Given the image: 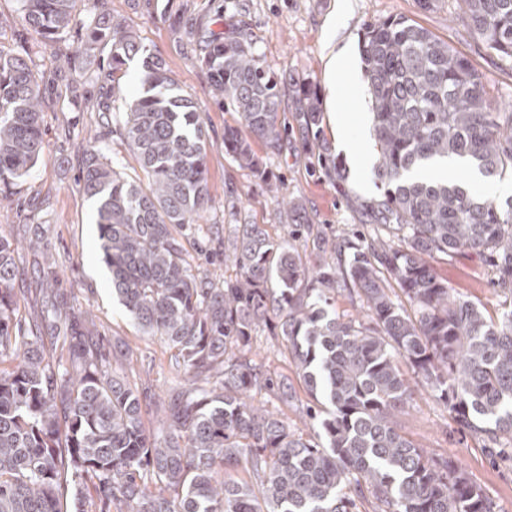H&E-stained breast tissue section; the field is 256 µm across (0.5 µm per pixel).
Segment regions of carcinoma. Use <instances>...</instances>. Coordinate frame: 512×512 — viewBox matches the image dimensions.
<instances>
[{
  "label": "carcinoma",
  "instance_id": "carcinoma-1",
  "mask_svg": "<svg viewBox=\"0 0 512 512\" xmlns=\"http://www.w3.org/2000/svg\"><path fill=\"white\" fill-rule=\"evenodd\" d=\"M20 49H0V184L21 180L44 152L42 76L31 47L70 31L77 0H19ZM462 19L499 58L512 62V0H462ZM198 64L210 98L229 102L238 126L224 151L259 171L252 148L281 153L280 81L233 31L209 29ZM111 46L101 112L126 97V64L145 48L121 23L100 15L65 62ZM377 152L374 176L386 187L372 210L378 235L336 265L322 240L318 264L305 249L275 241L260 224H236L222 284L193 272L176 229L197 224L209 202L211 143L200 107L179 93L165 63L146 57L142 91L122 118L142 173L123 178L100 150L86 154L82 190L97 203L99 250L112 293L138 328L171 352L183 384L155 401L163 429L148 432L147 404L101 368L74 317L44 352L23 329L13 297L16 246L0 233V512H498L457 460L433 455L401 430L414 388L431 389L460 428L489 455L512 461V310L489 311L438 280L439 255L471 253L512 295V200L470 194L463 178L421 176L459 159L486 177L512 173V109L495 107L483 76L447 42L405 17L368 26L360 44ZM294 120L320 130L319 98L300 86ZM351 285L361 316L344 320L330 303ZM265 330L291 358L316 406L302 407L314 442L290 429L281 409L298 407L288 377L274 379L250 357ZM91 483L96 499L85 500Z\"/></svg>",
  "mask_w": 512,
  "mask_h": 512
}]
</instances>
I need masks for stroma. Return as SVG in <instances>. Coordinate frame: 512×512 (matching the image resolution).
<instances>
[{"mask_svg": "<svg viewBox=\"0 0 512 512\" xmlns=\"http://www.w3.org/2000/svg\"><path fill=\"white\" fill-rule=\"evenodd\" d=\"M101 9L123 20L150 53L161 56L181 92L202 107L205 135L212 144L207 157L210 202L204 223L184 225L179 234L193 270L216 280L233 274L224 265V248L237 224L264 225L272 239L299 245L318 235L344 242L373 234L370 213L355 206L359 200L382 199L385 191L373 173L370 103L357 54L367 24L392 16L412 19L470 60L493 102L512 100V63L467 32L458 0H437L426 12L416 0H77L74 32L83 31ZM217 18L242 31L265 66L285 76L286 91L307 83L324 100L330 85L347 90L336 103L342 119L323 112L320 138L302 137L292 110L281 112L287 137L281 154L268 160L261 175L239 168L225 154L224 129L233 125L235 114L210 102L207 74L195 62L198 35ZM346 49L354 53L350 66L332 71L330 58ZM108 56V51H98L68 68L53 51L35 55L43 77L45 150L18 184L0 194V230L18 244L13 293L22 325L42 326L53 298L64 297L62 317L74 312L93 319V347L103 368L154 397L177 388L179 379L169 352L158 340L142 336L113 300L99 252L96 207L81 188L86 151L92 146L124 177L135 178L139 171L118 130L124 101L114 102L108 115L96 109ZM346 137L358 146L357 164H350L339 148ZM322 155L336 160L343 178L330 176L319 165ZM286 197L303 207L307 223L285 212ZM32 238L42 240L43 250L28 249ZM50 260L57 271L52 283L46 280ZM432 269L465 299L492 310L506 300L494 287L490 270L472 255L439 256ZM401 426L418 446L460 461L470 480L494 497L499 512H512V469L492 463L430 391L415 392Z\"/></svg>", "mask_w": 512, "mask_h": 512, "instance_id": "stroma-1", "label": "stroma"}]
</instances>
